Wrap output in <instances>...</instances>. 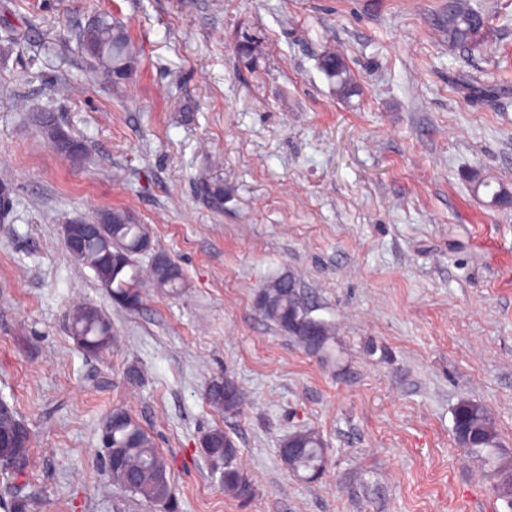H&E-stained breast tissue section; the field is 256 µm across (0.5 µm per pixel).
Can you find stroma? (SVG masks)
Wrapping results in <instances>:
<instances>
[{"label":"stroma","mask_w":512,"mask_h":512,"mask_svg":"<svg viewBox=\"0 0 512 512\" xmlns=\"http://www.w3.org/2000/svg\"><path fill=\"white\" fill-rule=\"evenodd\" d=\"M446 2L0 0V400L32 437L0 495L30 512H158L106 483L100 429L121 406L169 460L176 512H512L452 433L457 405L482 403L512 456V208L490 203L512 192V0H477L488 45L470 53L438 26ZM99 12L138 51L117 88L75 39ZM328 47L360 87L350 101L318 68ZM43 110L85 144L80 164L42 136ZM110 208L150 227L183 288L113 304L61 237ZM286 272L335 325V362L256 310ZM82 303L106 311L116 347H77ZM224 373L246 394L231 415L203 398ZM216 426L248 499L202 451ZM305 428L328 451L312 483L278 452ZM12 408L14 411L12 419H6L4 417L0 418V438L2 437V435L3 436H7V435L13 436L15 433V430L17 428H22V429L26 430V433L28 434L29 447L27 448L23 458L18 463H16L11 470H8L16 476H22L25 474L26 470L30 466L31 437H30L29 429L26 427V425L23 423V421L18 417V414H17V411L15 410V408L13 406H12Z\"/></svg>","instance_id":"35a3bbf8"}]
</instances>
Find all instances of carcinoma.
<instances>
[{
    "label": "carcinoma",
    "instance_id": "carcinoma-1",
    "mask_svg": "<svg viewBox=\"0 0 512 512\" xmlns=\"http://www.w3.org/2000/svg\"><path fill=\"white\" fill-rule=\"evenodd\" d=\"M483 13L473 0H448V12L442 15L440 25L448 45L472 51L484 43L488 26H480L475 16ZM79 45L93 71L104 78H112L119 85L128 80L137 63L135 46L124 27L107 14L87 23L77 35ZM318 67L329 81L336 96L348 100L356 93V86L343 58L326 49L318 59ZM103 226L108 248L91 242L77 261L93 270L96 279L106 288L112 299H140L139 287L146 276L160 290L174 291L183 286L182 270L171 260L152 262L141 270L137 258L144 254L142 243L150 235L145 224H136L128 212L106 209L92 220ZM263 304L257 311L288 333L311 356L322 361L336 358L335 330L331 323L311 315L306 294L297 289L286 274L272 279L263 290ZM70 329L81 334L90 343L76 341L82 349L105 352L118 343L112 322L105 312L92 304H85L69 315ZM207 402L226 413L238 412L244 403V393L230 376L211 380L205 392ZM112 454L120 455L123 465L112 470V484L138 495L168 512L173 506L170 467L166 457L156 448L149 433L123 407L112 410ZM454 435L457 443L467 452L481 457L497 472L499 491L512 509V459L497 455L498 437L495 422L488 408L471 400L461 401L454 411ZM208 444L205 456L221 470L224 491L239 498L250 495L251 486L240 467V450L223 429L214 428L202 438ZM279 457L292 473L316 480L326 468V443L314 429L295 431L283 437ZM295 448L290 456L286 449Z\"/></svg>",
    "mask_w": 512,
    "mask_h": 512
}]
</instances>
